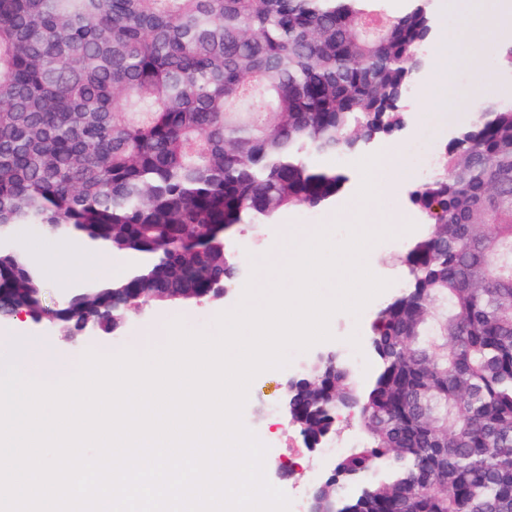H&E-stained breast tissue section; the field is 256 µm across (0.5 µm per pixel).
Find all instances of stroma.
Wrapping results in <instances>:
<instances>
[{"label": "stroma", "mask_w": 512, "mask_h": 512, "mask_svg": "<svg viewBox=\"0 0 512 512\" xmlns=\"http://www.w3.org/2000/svg\"><path fill=\"white\" fill-rule=\"evenodd\" d=\"M472 0H429L428 10L433 22V37L423 52V63L414 72L404 102V124L393 135L375 138L362 144L357 155L342 159L349 178L335 205L315 210L321 226L328 227L336 221L340 207L354 208L361 185V172L356 162L385 150L389 146L398 149V160L410 168L412 148L429 143L432 155H439L458 130L472 119L471 98L479 93L487 99L501 103L512 102V64L504 56L507 47L501 42L489 43L476 39L481 25L479 17L470 9ZM451 54L455 60V78L448 86V101L437 103L435 70L437 56ZM416 175L410 174L373 211L365 214L367 224H422L423 215L411 199V190L417 183ZM305 210L283 211L273 230H256L243 225L227 236V250L240 254V263L251 266L253 259L275 253L286 228H303ZM415 230L406 232L401 242L378 241L368 250L366 263L378 277L391 283L383 296L368 304L360 313L353 315L339 312L332 316L329 328L331 340L315 344L306 351L291 354L289 365L281 370L260 375L251 384L252 395L243 409L244 424L254 431L268 447L265 470L269 482L282 489L300 512H305L314 481L331 469L336 453L346 452L357 446L361 431L357 418L345 417L337 421L336 431L330 441L333 452H312L299 431L289 424L281 407L283 385L295 375L310 373L317 352L333 350L348 362L357 378L370 375L376 356L369 343V328L377 312L389 299L398 295L406 283L405 268L398 261L402 243L415 239ZM251 244V253H244V244ZM240 301L239 291L228 292L218 302L201 301L186 306L157 308L146 306L131 312L127 323L116 333L101 335L91 331L79 336H66L58 327L31 319H14L0 324V351L5 350L12 337H22L51 349L57 356L71 363H79L86 351L115 354L125 349H139L147 334L158 330L166 320L180 319L193 330L214 331L215 319L220 313L232 310Z\"/></svg>", "instance_id": "35a3bbf8"}]
</instances>
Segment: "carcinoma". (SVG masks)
I'll return each instance as SVG.
<instances>
[{"label": "carcinoma", "instance_id": "cac0c4a2", "mask_svg": "<svg viewBox=\"0 0 512 512\" xmlns=\"http://www.w3.org/2000/svg\"><path fill=\"white\" fill-rule=\"evenodd\" d=\"M389 2L0 0V230L152 256L70 309L0 250V292L75 335L88 312L111 332L136 288L169 307L234 285L218 230L332 204L335 160L403 123L433 25L427 0ZM413 202L427 228L369 383L324 363L288 413L308 443L366 412L329 512H512V104L474 112Z\"/></svg>", "mask_w": 512, "mask_h": 512}]
</instances>
